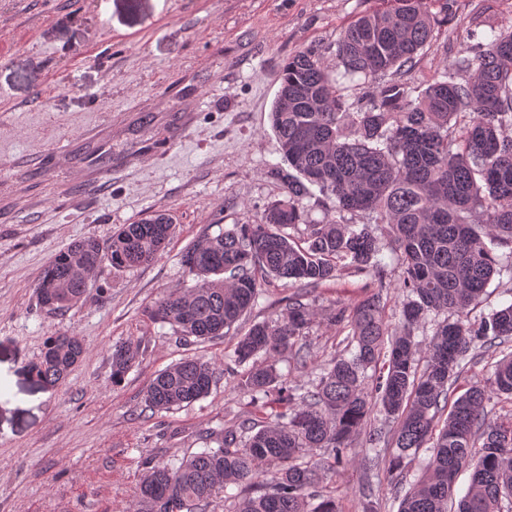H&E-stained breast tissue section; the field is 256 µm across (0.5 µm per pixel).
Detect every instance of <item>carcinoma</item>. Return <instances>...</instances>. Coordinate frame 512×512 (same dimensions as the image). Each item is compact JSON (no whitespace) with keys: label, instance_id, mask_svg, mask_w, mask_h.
I'll use <instances>...</instances> for the list:
<instances>
[{"label":"carcinoma","instance_id":"carcinoma-1","mask_svg":"<svg viewBox=\"0 0 512 512\" xmlns=\"http://www.w3.org/2000/svg\"><path fill=\"white\" fill-rule=\"evenodd\" d=\"M434 0H380L345 26L336 40L340 69L331 75L317 49L289 56L270 112L288 169L270 177L282 198L253 224H209L180 255L190 288H174L147 308L153 320L175 327L181 339L204 340L231 330L257 306L270 277L296 291L275 316L240 335L231 356L238 385L255 411L202 436L204 448L173 464L144 462L136 512H207L220 491L232 512H337L321 494L325 465L348 461L355 439L368 432L371 463L383 467L399 500L398 512H448L457 474L472 470L457 512H512V415L486 423L494 398L512 399V352L485 382L454 396L470 352L512 343V304L479 322L468 319L494 276H512V29L487 33L465 49L441 78L419 92L401 79L434 38ZM394 78L361 105L350 85L378 74ZM335 199V213L311 222L303 200L312 188ZM360 214L366 222L347 218ZM304 225L303 245L287 228ZM387 226L385 240L372 228ZM174 233L157 212L122 225L107 245L92 237L59 251L34 285L40 305L66 312L102 265L123 271L155 261ZM394 253L406 293L397 331L383 314L388 262ZM363 275L365 296L337 303L328 321L346 333L345 348L319 368L309 386L276 369L291 354L307 365L303 343L315 318L304 293L342 272ZM439 318L422 352L414 329ZM84 346L66 334L46 338L33 365L37 380L59 383L82 361ZM140 347L112 348V382L138 361ZM378 370L374 391L364 385ZM212 366L184 359L149 384L145 408L168 412L206 397ZM449 410L441 429L439 412ZM381 414L397 421L392 437L367 429ZM428 455L412 471L420 449ZM323 457L312 460L314 451ZM318 504H313V501Z\"/></svg>","mask_w":512,"mask_h":512}]
</instances>
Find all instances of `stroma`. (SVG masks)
Segmentation results:
<instances>
[{"label": "stroma", "mask_w": 512, "mask_h": 512, "mask_svg": "<svg viewBox=\"0 0 512 512\" xmlns=\"http://www.w3.org/2000/svg\"><path fill=\"white\" fill-rule=\"evenodd\" d=\"M375 0H0V512H132L144 460L168 464L232 425L250 398L225 366L234 341H180L149 318L166 291L193 286L181 252L208 224L259 219L283 191L269 112L287 57L313 47L335 70L334 43ZM435 39L407 76L425 88L489 28L512 27V0H448L432 8ZM175 234L158 260L102 268L71 310L40 307L34 284L54 255L155 211ZM343 274L308 303L312 364L343 348L325 317L362 295ZM79 337L68 378L32 374L48 336ZM142 355L112 381V347ZM208 360L207 397L170 412L144 409L156 374ZM352 462L326 471L340 512H361L373 487L381 512L398 503L384 476Z\"/></svg>", "instance_id": "stroma-1"}]
</instances>
